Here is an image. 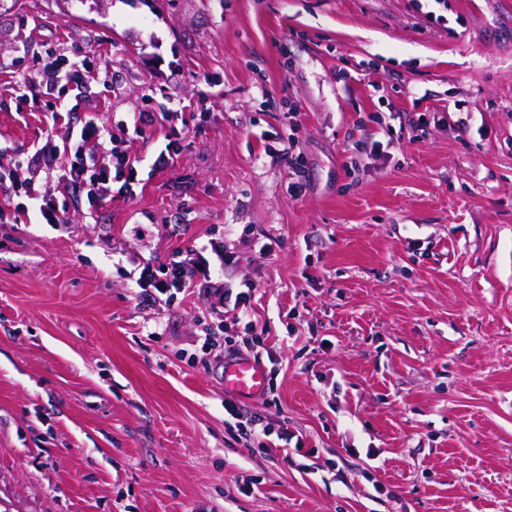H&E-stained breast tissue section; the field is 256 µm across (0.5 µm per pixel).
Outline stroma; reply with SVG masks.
<instances>
[{
    "label": "stroma",
    "mask_w": 512,
    "mask_h": 512,
    "mask_svg": "<svg viewBox=\"0 0 512 512\" xmlns=\"http://www.w3.org/2000/svg\"><path fill=\"white\" fill-rule=\"evenodd\" d=\"M67 42L82 111L195 118L87 230L0 223V512H512V0H0V100ZM45 129L0 109L17 159ZM217 229L277 368L242 407L303 450L229 428L209 302L112 265Z\"/></svg>",
    "instance_id": "35a3bbf8"
}]
</instances>
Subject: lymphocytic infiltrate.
<instances>
[{
  "mask_svg": "<svg viewBox=\"0 0 512 512\" xmlns=\"http://www.w3.org/2000/svg\"><path fill=\"white\" fill-rule=\"evenodd\" d=\"M93 73V55L76 47L66 55L37 57L22 74L15 88V106L41 104L47 129L24 164L12 157L9 146L0 144V194L6 199L0 220L18 223L32 213L39 223L65 224L71 205H79L83 214L92 216L114 197L136 196L140 160L117 150V141L165 129L184 115L140 112L132 122L114 123L102 120L96 112L62 109L60 96L87 99ZM234 260L235 253L224 239L212 237L200 246L173 250L163 265L139 263L136 284L156 296L194 293L231 312L249 339L242 345L225 339V354L233 358L245 350L256 353L266 344L249 316L256 286L249 281L235 286L225 280L224 270Z\"/></svg>",
  "mask_w": 512,
  "mask_h": 512,
  "instance_id": "lymphocytic-infiltrate-1",
  "label": "lymphocytic infiltrate"
}]
</instances>
